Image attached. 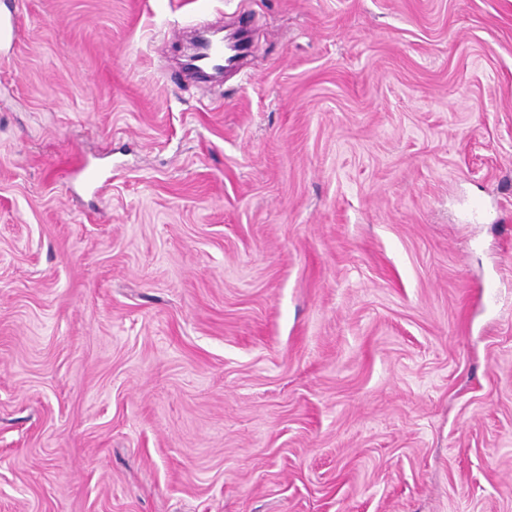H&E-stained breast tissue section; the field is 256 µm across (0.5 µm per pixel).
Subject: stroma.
I'll return each instance as SVG.
<instances>
[{
  "label": "stroma",
  "mask_w": 512,
  "mask_h": 512,
  "mask_svg": "<svg viewBox=\"0 0 512 512\" xmlns=\"http://www.w3.org/2000/svg\"><path fill=\"white\" fill-rule=\"evenodd\" d=\"M0 7V512H512V0ZM196 46L195 54L185 63V69L198 78H208L223 74L224 70L236 68L240 58L248 50L246 47L236 48L224 56V34L219 35V31H215Z\"/></svg>",
  "instance_id": "obj_1"
}]
</instances>
